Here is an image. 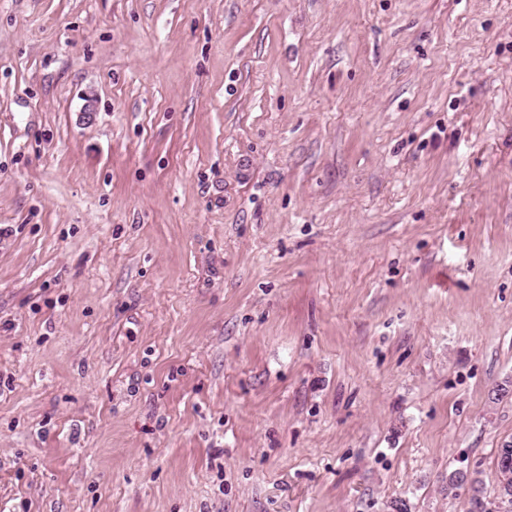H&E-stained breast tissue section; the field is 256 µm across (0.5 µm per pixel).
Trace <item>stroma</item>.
<instances>
[{"label": "stroma", "instance_id": "1", "mask_svg": "<svg viewBox=\"0 0 512 512\" xmlns=\"http://www.w3.org/2000/svg\"><path fill=\"white\" fill-rule=\"evenodd\" d=\"M510 376L512 0H0V512H460Z\"/></svg>", "mask_w": 512, "mask_h": 512}]
</instances>
